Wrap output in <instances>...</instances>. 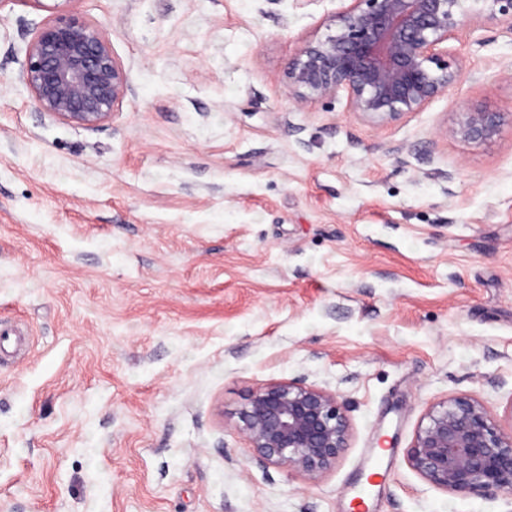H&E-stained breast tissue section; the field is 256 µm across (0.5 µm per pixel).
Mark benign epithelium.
Masks as SVG:
<instances>
[{"mask_svg": "<svg viewBox=\"0 0 512 512\" xmlns=\"http://www.w3.org/2000/svg\"><path fill=\"white\" fill-rule=\"evenodd\" d=\"M334 31L307 40L288 64V92L301 101L343 91L356 114L385 126L424 109L453 87L458 62L448 40L468 21L512 35V0H350ZM25 82L38 110L96 126L119 109L130 86L97 27L76 16L42 25L28 50ZM504 113L469 109L448 134L480 142ZM251 459L316 479L347 448L349 424L335 395L300 380L268 383L240 413ZM431 486L455 495L512 493V428L479 399L450 398L428 413L406 451Z\"/></svg>", "mask_w": 512, "mask_h": 512, "instance_id": "obj_1", "label": "benign epithelium"}]
</instances>
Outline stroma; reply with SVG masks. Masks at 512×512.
<instances>
[{"instance_id": "35a3bbf8", "label": "stroma", "mask_w": 512, "mask_h": 512, "mask_svg": "<svg viewBox=\"0 0 512 512\" xmlns=\"http://www.w3.org/2000/svg\"><path fill=\"white\" fill-rule=\"evenodd\" d=\"M348 0H0V512H512L432 487V407L512 424V39L470 22L461 73L377 126L301 102L288 63ZM98 26L131 89L97 126L39 111L35 31ZM335 394L320 478L249 460L256 389ZM503 122L504 113L486 109H468L460 112V118L448 129V134L464 141H485L500 132Z\"/></svg>"}]
</instances>
